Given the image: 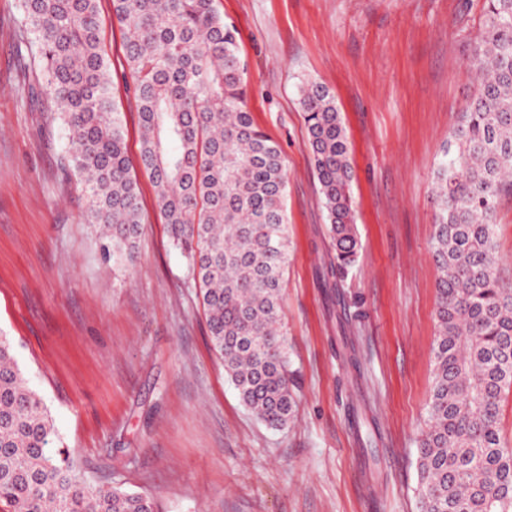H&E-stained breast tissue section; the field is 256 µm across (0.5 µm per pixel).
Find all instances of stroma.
Here are the masks:
<instances>
[{"instance_id": "obj_1", "label": "stroma", "mask_w": 512, "mask_h": 512, "mask_svg": "<svg viewBox=\"0 0 512 512\" xmlns=\"http://www.w3.org/2000/svg\"><path fill=\"white\" fill-rule=\"evenodd\" d=\"M241 34L248 106L285 160L283 311L297 406L271 429L213 351L187 261L147 174L133 262L83 221L61 120L24 102L18 0H0V335L85 485L157 512H421L417 457L432 383V186L472 92L484 0H216ZM335 97L360 250L337 273L299 86Z\"/></svg>"}]
</instances>
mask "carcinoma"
Wrapping results in <instances>:
<instances>
[{
	"label": "carcinoma",
	"instance_id": "1",
	"mask_svg": "<svg viewBox=\"0 0 512 512\" xmlns=\"http://www.w3.org/2000/svg\"><path fill=\"white\" fill-rule=\"evenodd\" d=\"M139 118L130 155L101 45L99 0H21L15 52L27 91L57 107L67 167L117 261L134 257L144 223L132 177L155 188L173 245L199 285L208 336L242 403L279 429L295 394L282 290L288 266L281 150L254 125L240 32L215 0H111ZM469 72L474 89L436 174L430 254L437 280L422 512H512V447L500 407L512 391V281L498 272L500 197L512 189V0H487ZM299 104L336 268L357 258L346 129L330 90L307 81ZM51 416L0 336V502L10 512H155L152 499L86 489Z\"/></svg>",
	"mask_w": 512,
	"mask_h": 512
}]
</instances>
